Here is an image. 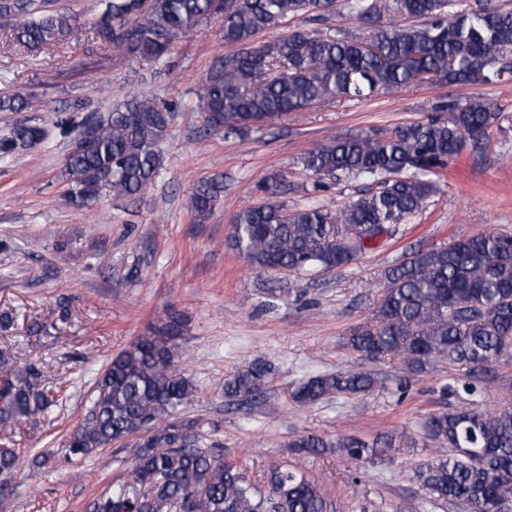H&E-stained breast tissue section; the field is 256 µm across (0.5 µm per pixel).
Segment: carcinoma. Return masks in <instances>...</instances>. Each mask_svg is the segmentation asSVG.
I'll list each match as a JSON object with an SVG mask.
<instances>
[{"instance_id":"cac0c4a2","label":"carcinoma","mask_w":512,"mask_h":512,"mask_svg":"<svg viewBox=\"0 0 512 512\" xmlns=\"http://www.w3.org/2000/svg\"><path fill=\"white\" fill-rule=\"evenodd\" d=\"M102 0L92 22L98 39L131 57L158 59L176 39L218 20L224 44L235 51L218 57L200 90L204 124L232 133L256 123L303 112L340 99L370 97L409 84V65L440 82L467 84L501 79L497 64L512 53V10L485 5L453 9L455 0H347L365 26L376 51L361 38L324 37L318 30L295 32L258 44L255 37L303 15L326 22L330 0ZM0 22L16 42L36 49L63 42L82 25L67 10L49 9L45 0H0ZM32 108L17 94L0 95V112ZM83 104L56 113L53 126L70 141L86 135L89 150L70 148L63 161L67 200L87 196L88 208L102 197L127 199L143 193L163 166L157 149L170 113L140 94H130L107 112L80 116ZM497 119L494 104L482 101L450 110L446 120L416 123L388 136L337 135L306 153L301 163L317 178L348 174L386 178L341 209L322 206L288 210L278 177L263 186L256 206L232 220L230 245L259 271L320 268L352 261L387 226L420 211L434 193L429 175L457 156L466 140H479ZM47 129L20 123L0 138V157L42 142ZM224 196V178L198 181L190 210L206 218ZM387 286L370 321L348 337V348L372 360L397 359L414 372L439 364L460 372L443 387L468 405L433 414L426 436L438 454L413 477L437 502L463 505L471 512H512V403L493 411L471 408L473 397L493 378V366L512 357V236L480 232L408 255L388 270ZM181 314L169 312L150 332L135 337L97 379L83 422L70 434L68 452L90 458L112 443L138 435V449L124 480L92 503L94 512H335L317 481L295 465L270 471L267 486L251 483L242 469L224 460V449L186 434L175 415L194 395L186 373L176 368L183 339ZM271 372L257 358L232 374L224 393L247 398ZM0 428L36 423L56 405L53 390L38 373L0 353ZM374 374L344 368L302 383L293 393L302 405L333 394L375 391ZM397 437L368 442L354 436L328 441L305 433L289 443L299 455L334 448L349 461H366L396 448ZM19 453L0 446V509L9 506V481Z\"/></svg>"}]
</instances>
